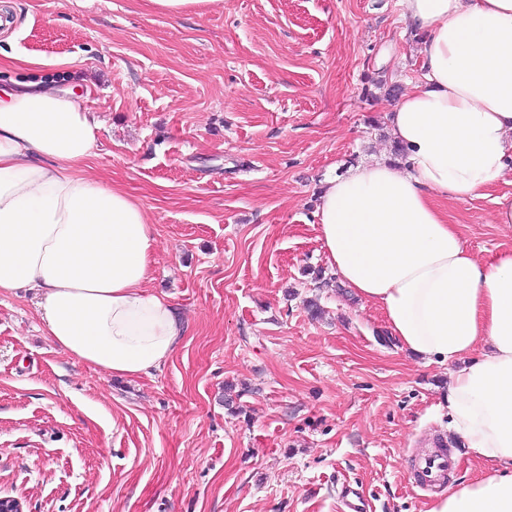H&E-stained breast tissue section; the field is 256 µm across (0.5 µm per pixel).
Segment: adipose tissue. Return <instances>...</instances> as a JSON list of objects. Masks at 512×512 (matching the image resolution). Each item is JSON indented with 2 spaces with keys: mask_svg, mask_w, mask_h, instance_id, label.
<instances>
[{
  "mask_svg": "<svg viewBox=\"0 0 512 512\" xmlns=\"http://www.w3.org/2000/svg\"><path fill=\"white\" fill-rule=\"evenodd\" d=\"M400 3L421 34V75L387 114L402 154L324 183L319 239L401 348L450 366L452 427L492 465L429 512H512V251L478 259L434 201L481 196L512 167V0ZM100 131L68 89L0 90V294L38 289L46 336L133 377L171 357L184 325L148 288L143 209L82 172Z\"/></svg>",
  "mask_w": 512,
  "mask_h": 512,
  "instance_id": "ef3b65f1",
  "label": "adipose tissue"
}]
</instances>
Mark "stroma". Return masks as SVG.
Here are the masks:
<instances>
[{
    "label": "stroma",
    "mask_w": 512,
    "mask_h": 512,
    "mask_svg": "<svg viewBox=\"0 0 512 512\" xmlns=\"http://www.w3.org/2000/svg\"><path fill=\"white\" fill-rule=\"evenodd\" d=\"M0 83L75 87L102 126L86 172L145 211L150 287L184 335L149 374L115 378L43 332L40 297L0 296V495L25 512H428L411 455L445 437L454 489L487 471L453 433L449 369L406 354L336 278L315 211L325 179L391 155V98L418 78L399 0H7ZM68 57L66 74L29 68ZM512 169L437 198L481 259ZM321 317H311L307 301ZM239 406L233 414L226 400ZM153 7L166 14H179L215 2V0H148Z\"/></svg>",
    "instance_id": "1"
}]
</instances>
